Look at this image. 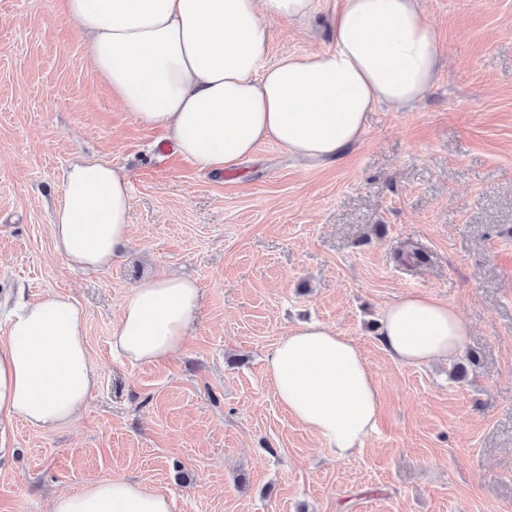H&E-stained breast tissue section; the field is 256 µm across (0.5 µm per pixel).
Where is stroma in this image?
Segmentation results:
<instances>
[{"mask_svg":"<svg viewBox=\"0 0 512 512\" xmlns=\"http://www.w3.org/2000/svg\"><path fill=\"white\" fill-rule=\"evenodd\" d=\"M337 2L271 23V60L328 48ZM60 3L0 0V297L80 303L99 385L61 428L7 427L0 512L113 477L163 489L172 512H512V0H421L437 82L413 109L371 112L338 162L267 143L225 173L165 155L166 131L113 98ZM81 157L130 182L132 235L105 270L71 269L50 233ZM164 272L202 288L186 345L113 356L125 294ZM413 293L456 308L463 356L391 357L376 321ZM312 318L360 347L380 391L376 429L341 460L264 375Z\"/></svg>","mask_w":512,"mask_h":512,"instance_id":"35a3bbf8","label":"stroma"}]
</instances>
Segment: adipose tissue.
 <instances>
[{
    "mask_svg": "<svg viewBox=\"0 0 512 512\" xmlns=\"http://www.w3.org/2000/svg\"><path fill=\"white\" fill-rule=\"evenodd\" d=\"M316 0H65L85 53L113 96L143 123L164 127L201 171L236 169L273 142L309 163L336 161L360 143L369 112L411 107L435 83L441 49L420 0H340L333 42L269 59L270 22H300ZM129 182L104 160L70 165L51 233L70 266L97 271L130 238ZM197 281L160 274L125 296L113 353L155 363L183 347ZM377 333L409 365L461 353L467 327L448 302L411 294L386 306ZM265 376L279 404L339 459L375 430L376 379L360 348L334 326L310 322L275 345ZM97 384L86 313L49 294L16 306L0 339V424H69ZM50 512H172L159 489L123 477L56 495Z\"/></svg>",
    "mask_w": 512,
    "mask_h": 512,
    "instance_id": "ef3b65f1",
    "label": "adipose tissue"
}]
</instances>
